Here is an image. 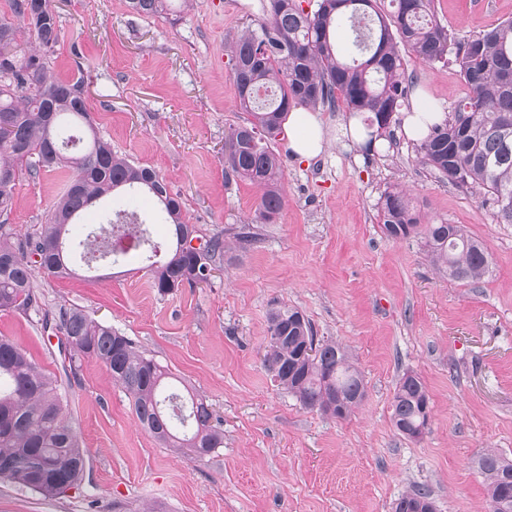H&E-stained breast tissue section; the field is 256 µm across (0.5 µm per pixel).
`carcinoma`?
Instances as JSON below:
<instances>
[{"label": "carcinoma", "mask_w": 512, "mask_h": 512, "mask_svg": "<svg viewBox=\"0 0 512 512\" xmlns=\"http://www.w3.org/2000/svg\"><path fill=\"white\" fill-rule=\"evenodd\" d=\"M9 0L13 18L31 41L18 59L20 29L0 17V216L13 209L20 175L68 168L72 177L35 236L12 241L10 225L0 224V311L42 315L43 328L64 337L75 358L100 361L132 401L139 424L164 448L198 460L224 447V432L213 424L211 405L191 389L167 391L172 373L147 357L132 339L87 315L81 308H44L33 278L74 274L68 246L82 247L85 260L133 263L157 256L150 227H168L170 253L150 264L152 287L168 294L208 280L224 259V238L215 235L194 248L195 227L182 218L180 197L151 169L112 151L90 120L82 82L58 78L47 56L59 42L60 27L51 0ZM174 0H128L130 9L174 24ZM383 15L377 0H314L304 11L296 0H267L265 19L242 30L229 45L232 79L246 122L231 129L224 152L229 177L261 191L259 212L266 221L283 206L282 163L270 142L282 131L284 114L297 105L334 107L340 93L364 123L369 141L392 135L408 97V76L400 47L422 62L455 64L469 92L442 125L416 149L420 161L465 190H485L502 223L512 224V20L472 39H459L437 19L433 0H390ZM354 33L343 52L336 35ZM127 193L117 210L97 204ZM384 233L394 239L420 234L431 262L448 277L481 280L488 255L459 224H420L406 192H386L378 214ZM264 364L278 385L309 410L348 417L366 397L363 378L348 354L334 342L315 344L311 324L296 308L277 305L268 313ZM316 347L313 358L302 356ZM430 402L417 377L403 379L392 399V421L404 436L427 423ZM52 465L69 485L84 480L85 449L64 414L58 380L43 372L11 340L0 336V478L46 499L65 494ZM489 512H512V462L492 450L481 452Z\"/></svg>", "instance_id": "obj_1"}]
</instances>
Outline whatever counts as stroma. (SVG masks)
I'll use <instances>...</instances> for the list:
<instances>
[{
    "mask_svg": "<svg viewBox=\"0 0 512 512\" xmlns=\"http://www.w3.org/2000/svg\"><path fill=\"white\" fill-rule=\"evenodd\" d=\"M61 34L51 67L82 80L90 115L112 149L155 170L200 240L223 234L224 264L208 283L160 295L144 264L77 266L34 282L47 307L76 306L131 338L183 385L205 396L224 445L187 461L137 422L128 394L92 358L70 363L55 330L35 314L0 311L13 340L65 396V415L86 451L84 481L57 499L0 480V512H393L428 488L437 512H488L475 459L487 448L512 461V224L487 194L457 188L420 163L401 125L374 153L329 142L295 159L287 135L282 210L259 217L258 190L226 177L224 138L242 124L226 43L264 19L265 0H190L181 21L130 13L126 0H52ZM461 38L512 19V0H434ZM415 91L440 112L466 96L456 66L402 50ZM69 180L21 179L8 222L35 235ZM406 191L425 224L463 225L482 242L489 271L450 280L421 236L387 237L378 212L386 191ZM256 235L240 249L241 226ZM300 310L317 341L347 348L366 385L364 402L339 419L303 408L263 362L267 314ZM420 378L431 406L418 440L391 420L404 374Z\"/></svg>",
    "mask_w": 512,
    "mask_h": 512,
    "instance_id": "1",
    "label": "stroma"
}]
</instances>
